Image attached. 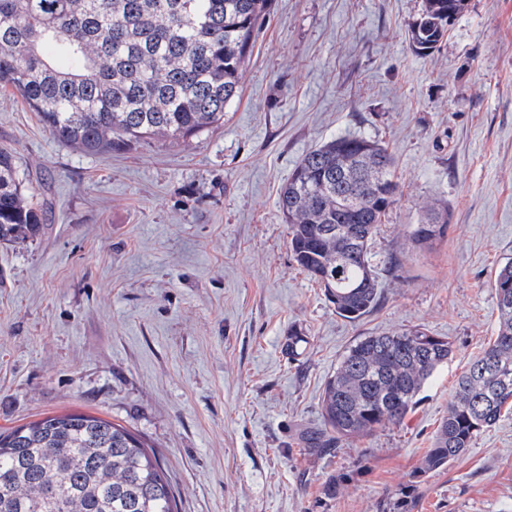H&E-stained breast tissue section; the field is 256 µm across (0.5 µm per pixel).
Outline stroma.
<instances>
[{"label":"stroma","mask_w":512,"mask_h":512,"mask_svg":"<svg viewBox=\"0 0 512 512\" xmlns=\"http://www.w3.org/2000/svg\"><path fill=\"white\" fill-rule=\"evenodd\" d=\"M422 9L272 0L239 103L186 144L86 154L0 93V146L45 211L34 239L0 244V431L63 413L121 424L153 446L179 512H512V412L412 480L497 334L493 281L512 257V0H466L425 54L409 37ZM342 135L386 145L402 189L373 238L377 304L355 321L297 265L278 204L301 158ZM425 200L451 216L417 249ZM417 325L453 348L420 403L309 454L343 351Z\"/></svg>","instance_id":"35a3bbf8"}]
</instances>
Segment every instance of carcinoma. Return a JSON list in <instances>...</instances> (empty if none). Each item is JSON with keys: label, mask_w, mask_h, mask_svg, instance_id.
I'll list each match as a JSON object with an SVG mask.
<instances>
[{"label": "carcinoma", "mask_w": 512, "mask_h": 512, "mask_svg": "<svg viewBox=\"0 0 512 512\" xmlns=\"http://www.w3.org/2000/svg\"><path fill=\"white\" fill-rule=\"evenodd\" d=\"M270 0H0V90L18 95L44 128L84 153L129 150L151 139L186 143L214 126L242 93L256 26ZM424 0L410 29L419 52L448 31V8ZM382 143L345 135L307 152L279 197L288 245L336 313L355 321L378 299L372 241L399 200ZM448 206L410 225L409 242L444 237ZM43 211L13 153L0 147V241L36 236ZM340 225L342 234L326 233ZM498 331L457 380L448 415L413 472L448 468L512 410V258L497 271ZM448 339L425 328L362 336L336 363L322 395L324 427L302 442L321 453L401 423ZM0 512H178L167 472L137 434L83 413L47 416L0 433Z\"/></svg>", "instance_id": "1"}]
</instances>
